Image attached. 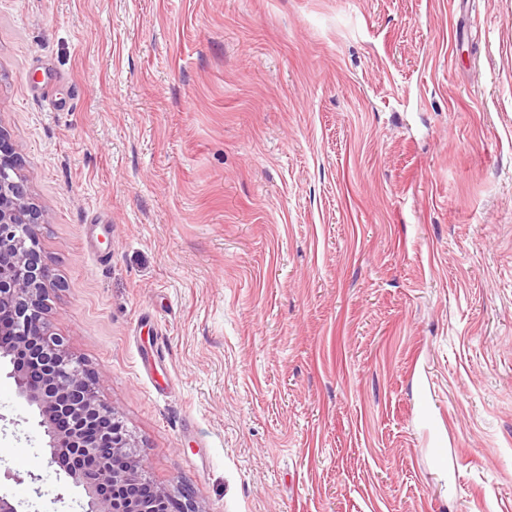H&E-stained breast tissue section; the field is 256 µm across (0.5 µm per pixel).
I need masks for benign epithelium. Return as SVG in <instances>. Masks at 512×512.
<instances>
[{"instance_id":"obj_1","label":"benign epithelium","mask_w":512,"mask_h":512,"mask_svg":"<svg viewBox=\"0 0 512 512\" xmlns=\"http://www.w3.org/2000/svg\"><path fill=\"white\" fill-rule=\"evenodd\" d=\"M21 158L0 130V358L27 402L39 410L49 457L87 498L86 512H196L137 467L134 441L118 411L101 401L98 374L50 332L45 297L57 285L38 248L41 210L11 173Z\"/></svg>"}]
</instances>
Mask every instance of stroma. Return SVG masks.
I'll list each match as a JSON object with an SVG mask.
<instances>
[{
	"label": "stroma",
	"instance_id": "stroma-1",
	"mask_svg": "<svg viewBox=\"0 0 512 512\" xmlns=\"http://www.w3.org/2000/svg\"><path fill=\"white\" fill-rule=\"evenodd\" d=\"M0 130L50 327L153 482L512 512V0H0ZM11 369L0 493L82 512ZM419 412L423 422L430 426L434 433V445L444 448L448 444V415L446 412L434 410L428 399V391L424 387L419 391ZM437 448V451L440 448Z\"/></svg>",
	"mask_w": 512,
	"mask_h": 512
}]
</instances>
